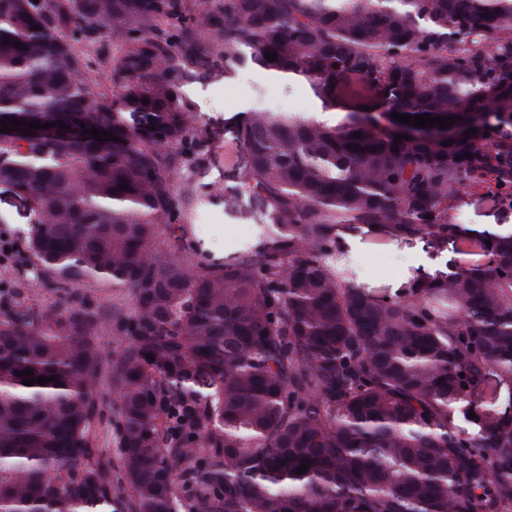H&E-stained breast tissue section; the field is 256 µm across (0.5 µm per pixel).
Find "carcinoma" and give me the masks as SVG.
Segmentation results:
<instances>
[{
    "label": "carcinoma",
    "instance_id": "1",
    "mask_svg": "<svg viewBox=\"0 0 512 512\" xmlns=\"http://www.w3.org/2000/svg\"><path fill=\"white\" fill-rule=\"evenodd\" d=\"M200 12L0 0V120L78 131L0 138V182L30 211L13 268L58 295L0 313V512H99L122 492L96 458L107 319L83 287L112 289L127 344L112 379L128 512H512V412L477 404L493 372L512 405V229L486 242L450 216L469 187L512 211V0ZM102 31L121 47L112 97L72 43ZM219 50L226 78L247 64L303 78L325 109L340 88L375 86L385 107L338 124L244 113L228 174L257 232L222 265L183 256L177 220L202 197L191 181L173 189L178 167L208 159L185 87ZM492 108L494 125L450 146L395 141L393 112L460 127ZM362 225L472 263L372 296L343 243ZM24 370L56 380L26 386Z\"/></svg>",
    "mask_w": 512,
    "mask_h": 512
}]
</instances>
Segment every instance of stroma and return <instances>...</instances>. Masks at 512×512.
Masks as SVG:
<instances>
[{"label":"stroma","instance_id":"obj_1","mask_svg":"<svg viewBox=\"0 0 512 512\" xmlns=\"http://www.w3.org/2000/svg\"><path fill=\"white\" fill-rule=\"evenodd\" d=\"M75 47L91 66L99 91L112 94L115 83L112 58L119 52L108 34H101L97 43L76 41ZM186 92L194 104L195 126L210 145V158L199 171L197 181L201 194L209 196V203L200 211L186 217L188 237L199 249L211 254L215 261H223L253 235V223L239 208L224 201L228 183L225 160L233 151L231 128L243 112L261 109L268 112H320L321 105L306 84H294L285 89L280 80L262 72L242 67L232 76H225L223 68H215L191 82ZM29 210L15 196L12 188L0 183V242L7 251L0 253V296L11 304L32 301L52 302V295L30 288L25 279L12 273L13 247L26 241ZM464 234L488 237L501 231L503 224L512 225V213L502 214L484 189H466L463 206L457 216ZM356 266L358 280L363 288L379 296H392L411 278L423 276L429 270L444 269L453 251L433 252L422 238L410 241L390 240L377 247L371 236L348 231L344 234ZM101 405L94 426V437L101 462L110 464L114 479H121L117 450L111 444L116 424V395L111 383H104L99 391Z\"/></svg>","mask_w":512,"mask_h":512}]
</instances>
